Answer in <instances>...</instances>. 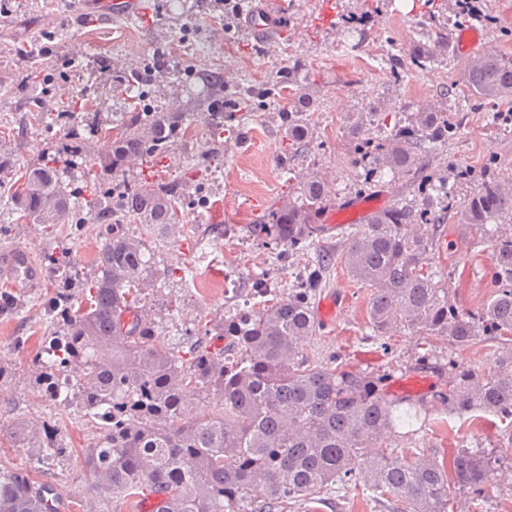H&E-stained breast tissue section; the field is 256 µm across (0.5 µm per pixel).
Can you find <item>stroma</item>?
Masks as SVG:
<instances>
[{"instance_id":"stroma-1","label":"stroma","mask_w":512,"mask_h":512,"mask_svg":"<svg viewBox=\"0 0 512 512\" xmlns=\"http://www.w3.org/2000/svg\"><path fill=\"white\" fill-rule=\"evenodd\" d=\"M187 10L169 12L165 0H139L138 17L116 18L112 0H0V87L19 86L22 77L38 78L35 89L0 97V154H12L17 172L37 166L54 155L67 136V125L46 128L20 126L30 95H40L43 105L60 109L73 97L94 89L97 110L107 127L121 123L135 111L134 91L113 82V75L139 67L145 59L166 52L167 62L156 73L149 95L162 108L185 106L186 83L177 68L189 60L203 68L222 70L229 86L261 82L282 70L289 57H298L317 73L316 110L312 115L310 145L284 172L271 159L280 146L281 115L278 104L266 105L244 120L236 139L217 143L206 125H198L188 142L172 147L161 162L143 163L127 171V178L181 182L186 199L202 206L186 213L176 228L162 232L131 222L127 232L142 239L154 276L144 293L143 308L158 323L162 345H191L205 340L221 348L217 325L230 305L250 300L256 279L266 278L278 287L290 286L308 260L328 252L339 254L356 230L353 218L341 228L275 264L274 244L255 239L250 226L259 212L286 199L289 177L319 175L331 203L346 198L378 199L391 205L413 199L417 187L378 179L363 184L352 166L356 144L346 134L359 113L376 107L387 113L385 126L369 131L378 139L389 126L439 105L459 118L456 135L442 146L430 164L435 173L468 172L455 179L456 199L477 190L486 170L512 179V97L474 100L455 94L441 98L442 88L457 83L463 59L449 54L448 61L427 70L408 68L403 80H393L386 64L388 51L406 47L423 36L424 0H288L290 23L278 44L266 47L246 29L244 15L228 16L223 0H205ZM487 19L476 22L486 52L512 55V0H480ZM370 14L361 30L347 32L344 17ZM51 37L30 56L19 45L32 42L36 33ZM220 149V165L205 181L186 170L203 153ZM434 238L435 268L440 271L448 299L454 307L480 311L494 293L491 248L480 229L448 221L420 227ZM100 225L75 229L71 224H37L29 219L0 216V254L26 249L41 276L36 284L14 280L0 271V289H10L22 305L10 316H0V365L12 378L0 384V467L29 470L36 480L53 482L64 501L80 500L86 472L82 450L93 442L96 429L75 407L65 408L32 389L29 377L49 332L45 303L53 288L50 258H70L78 277H93L96 270ZM343 293L346 306L331 321L319 324L316 336L303 354L312 360L340 357L349 369L387 375L388 386L412 375L429 379L422 393L425 411L414 422L415 433L397 438L401 450L433 448L440 452L465 448L490 458L489 487L484 495L461 494L458 512H512V423L493 414H452L435 402L436 392L447 389L449 364L458 369L485 370L493 365L498 342L486 336L458 346L449 339L432 338L404 330L388 340L372 336L367 328L370 289L354 280L341 262L329 268L323 295ZM19 420L56 423L66 447L47 465L31 466L30 448L14 443L8 430ZM390 506L371 499L362 488H349L333 500L308 502L285 512H389Z\"/></svg>"}]
</instances>
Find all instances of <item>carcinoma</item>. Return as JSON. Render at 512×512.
I'll use <instances>...</instances> for the list:
<instances>
[{
  "label": "carcinoma",
  "instance_id": "cac0c4a2",
  "mask_svg": "<svg viewBox=\"0 0 512 512\" xmlns=\"http://www.w3.org/2000/svg\"><path fill=\"white\" fill-rule=\"evenodd\" d=\"M414 66L425 67L448 55V32L436 31L409 46ZM151 58L140 69L117 75L143 97ZM202 90L183 110L132 112L109 133L98 115L87 123L104 135L100 171L79 189L67 190L59 167L75 165L85 154L79 130L43 164L26 170L0 197L11 215L38 224L108 225L98 247L95 276L75 291L71 263L50 260L54 288L48 305L53 326L43 337V357L32 385L46 395L71 391L83 415L98 421L96 442L84 450L87 491L100 509L121 499L161 498L155 512H284V506L337 496L363 483L376 501H393L394 512H449L457 494L484 490L489 461L464 449L439 460L426 448L406 454L389 434L417 414L409 399L390 397L386 377L353 372L343 363L303 358L305 344L317 333L313 303L322 288L331 257L323 254L305 266L290 288H251L255 302L224 313L220 339L211 351L196 344L156 343V322L145 317L140 291L148 278L141 241L124 232L128 220L151 228L180 223L185 196L179 184H150L143 179L115 181L136 161L164 157L177 142L193 137L189 113L199 112L213 136H237V123L266 104L283 105L284 135L276 165L308 151V113L314 74L296 59L260 83L227 88L219 70L192 72ZM461 84L483 99L512 96V56L487 52L468 63ZM27 119L50 126L64 117L33 97ZM383 121L373 107L349 126L350 138L364 146L363 180L383 174L393 181L423 177L426 161L448 142L457 124L448 113L417 112L381 140L369 141V127ZM443 203L398 200L372 214L347 239L340 253L348 273L371 288L368 328L385 337L408 329L428 337H446L463 346L481 335L512 334V234L497 230L512 221V180L486 175L480 187L459 204L448 197V177L428 183L427 196ZM328 196L321 176L288 186V198L255 224L259 239L290 248L314 244L325 227ZM453 211L459 224L487 229L496 291L477 313L460 311L448 289L436 280L433 242L417 224H441ZM458 414L484 412L512 418V374L478 370L451 377L436 395ZM209 403L212 415L199 412ZM58 429L45 421L18 423L15 439L38 449L36 463L60 455ZM62 498L52 483L26 470L0 467V512H60Z\"/></svg>",
  "mask_w": 512,
  "mask_h": 512
}]
</instances>
